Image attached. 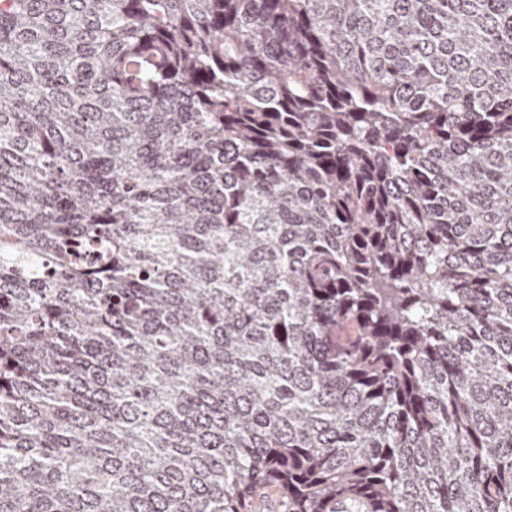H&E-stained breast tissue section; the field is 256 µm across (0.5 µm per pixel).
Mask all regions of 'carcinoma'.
I'll use <instances>...</instances> for the list:
<instances>
[{"instance_id": "carcinoma-1", "label": "carcinoma", "mask_w": 512, "mask_h": 512, "mask_svg": "<svg viewBox=\"0 0 512 512\" xmlns=\"http://www.w3.org/2000/svg\"><path fill=\"white\" fill-rule=\"evenodd\" d=\"M512 512V0H0V512Z\"/></svg>"}]
</instances>
